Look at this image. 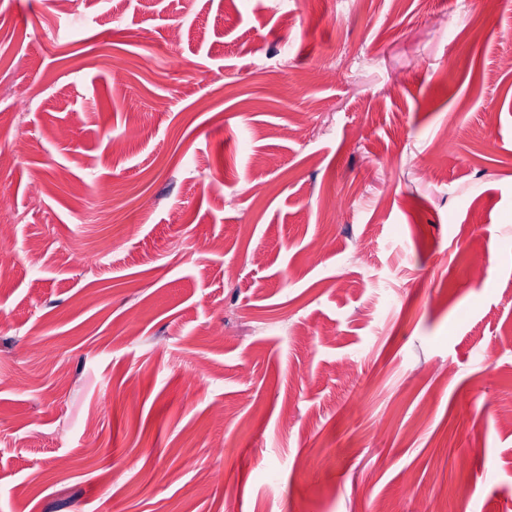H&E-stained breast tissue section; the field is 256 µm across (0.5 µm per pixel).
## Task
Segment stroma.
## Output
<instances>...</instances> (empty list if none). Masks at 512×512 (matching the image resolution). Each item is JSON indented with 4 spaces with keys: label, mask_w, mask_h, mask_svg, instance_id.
Returning <instances> with one entry per match:
<instances>
[{
    "label": "stroma",
    "mask_w": 512,
    "mask_h": 512,
    "mask_svg": "<svg viewBox=\"0 0 512 512\" xmlns=\"http://www.w3.org/2000/svg\"><path fill=\"white\" fill-rule=\"evenodd\" d=\"M508 56L512 0H0V512H512Z\"/></svg>",
    "instance_id": "obj_1"
}]
</instances>
